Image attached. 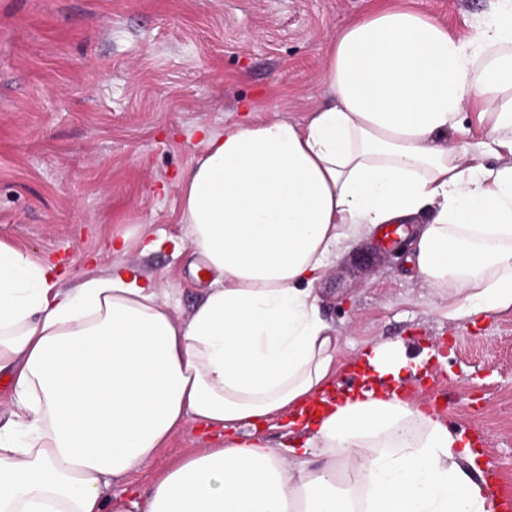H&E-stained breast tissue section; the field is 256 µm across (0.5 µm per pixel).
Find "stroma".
Returning a JSON list of instances; mask_svg holds the SVG:
<instances>
[{
	"label": "stroma",
	"mask_w": 512,
	"mask_h": 512,
	"mask_svg": "<svg viewBox=\"0 0 512 512\" xmlns=\"http://www.w3.org/2000/svg\"><path fill=\"white\" fill-rule=\"evenodd\" d=\"M391 0H0V243L52 258L65 277L92 266H139L163 277L189 314L200 295L190 250H104L124 234L179 237L177 175L244 106L304 121L331 102L321 73L329 38ZM468 36L496 0H406ZM411 242L371 235L337 259L317 292L341 336L337 382L379 340L409 357L433 341L409 396L437 404L448 425L479 437L495 494L512 495V310L449 320L407 258ZM212 430L177 431L142 486L198 448Z\"/></svg>",
	"instance_id": "obj_1"
}]
</instances>
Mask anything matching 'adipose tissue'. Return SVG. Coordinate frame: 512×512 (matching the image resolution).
<instances>
[{"label":"adipose tissue","mask_w":512,"mask_h":512,"mask_svg":"<svg viewBox=\"0 0 512 512\" xmlns=\"http://www.w3.org/2000/svg\"><path fill=\"white\" fill-rule=\"evenodd\" d=\"M323 73L333 103L305 122L204 131L177 181L209 274L188 316L138 267L66 281L0 243V512H499L468 432L404 396L422 361L402 341L334 389L316 285L379 225L424 214L409 261L449 320L512 309V0L467 37L373 10L328 40ZM470 102L482 132L460 141ZM286 414L290 441L258 436ZM189 424L221 447L105 496Z\"/></svg>","instance_id":"1"}]
</instances>
